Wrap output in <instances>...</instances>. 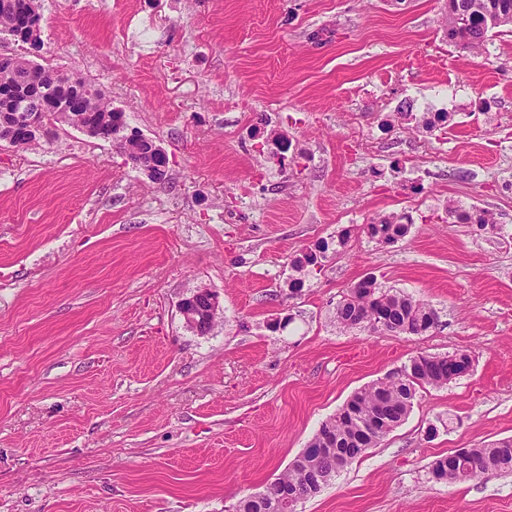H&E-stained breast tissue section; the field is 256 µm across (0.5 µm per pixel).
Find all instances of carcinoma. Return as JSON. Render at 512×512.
<instances>
[{"mask_svg": "<svg viewBox=\"0 0 512 512\" xmlns=\"http://www.w3.org/2000/svg\"><path fill=\"white\" fill-rule=\"evenodd\" d=\"M24 0H0V25L7 22L4 11L15 19L41 27L42 15H24ZM457 6L448 10V34L470 50L483 47L487 29L485 12L500 10L501 25H512V0H453ZM66 75L37 64L31 68L21 64L12 71L6 88H28L21 97L26 112H33L47 97L57 95ZM86 89L94 93L92 118L104 119L112 112L111 103L90 81ZM409 225L403 216L380 217L367 225L370 238L386 244L395 243L408 233ZM317 264V256L309 251L293 261L299 276L290 279L289 288L297 293L304 287L301 277L307 267ZM363 292L352 293L336 306V322L345 329L364 328L373 332L390 331L419 335L433 327L430 318L434 311L426 304L408 296L385 290L372 277L358 284ZM471 356L466 350L452 354L411 357L400 368L403 376L386 375L383 379L357 391L335 416L326 421L310 444L288 469L265 490L245 496L236 505L235 512H269L271 500L286 489L299 492L301 498L321 491L338 473L344 470L367 449L374 447L392 429L405 419L410 411L417 389L424 386L441 387L466 373ZM512 472V439H503L484 448L470 449L469 477L486 472ZM430 474L441 477L444 483L462 481L457 473L454 453L433 461Z\"/></svg>", "mask_w": 512, "mask_h": 512, "instance_id": "carcinoma-1", "label": "carcinoma"}]
</instances>
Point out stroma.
I'll list each match as a JSON object with an SVG mask.
<instances>
[{"mask_svg":"<svg viewBox=\"0 0 512 512\" xmlns=\"http://www.w3.org/2000/svg\"><path fill=\"white\" fill-rule=\"evenodd\" d=\"M38 6L35 63L93 81L168 174L62 123L50 144L0 142V512H235L354 392L460 349L469 371L418 389L296 512H512V473L428 474L512 438V26L472 52L448 0ZM440 83L460 109L432 160L394 106ZM459 206L492 225L456 223ZM405 212L402 240L367 234ZM342 233L291 292L294 259ZM369 276L433 328H340ZM200 288L220 309L204 336L178 312ZM428 474L441 477V481L435 482L456 483L466 480L462 479L457 473V461L454 457V452L435 459Z\"/></svg>","mask_w":512,"mask_h":512,"instance_id":"1","label":"stroma"}]
</instances>
